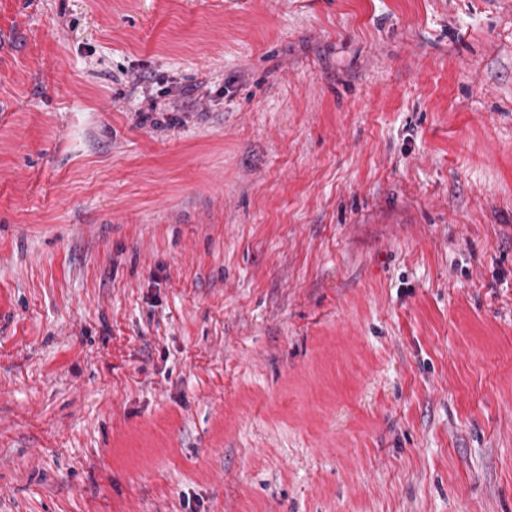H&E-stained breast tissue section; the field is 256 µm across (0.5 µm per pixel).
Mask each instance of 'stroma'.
Instances as JSON below:
<instances>
[{
  "instance_id": "35a3bbf8",
  "label": "stroma",
  "mask_w": 512,
  "mask_h": 512,
  "mask_svg": "<svg viewBox=\"0 0 512 512\" xmlns=\"http://www.w3.org/2000/svg\"><path fill=\"white\" fill-rule=\"evenodd\" d=\"M0 38V512H512V0Z\"/></svg>"
}]
</instances>
